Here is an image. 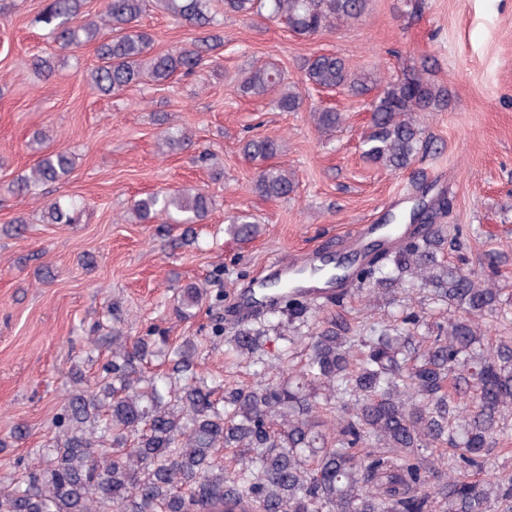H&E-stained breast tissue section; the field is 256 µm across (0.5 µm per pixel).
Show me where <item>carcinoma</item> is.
I'll list each match as a JSON object with an SVG mask.
<instances>
[{
	"label": "carcinoma",
	"instance_id": "obj_1",
	"mask_svg": "<svg viewBox=\"0 0 512 512\" xmlns=\"http://www.w3.org/2000/svg\"><path fill=\"white\" fill-rule=\"evenodd\" d=\"M147 0H106L97 19L81 13V0H51L37 22L60 47L97 43L100 64L83 74L108 95L141 82L163 83L189 74L221 44L208 35L162 54L138 28ZM182 24L214 25L210 0H157ZM368 0H224V14L244 20L264 16L298 37H310L360 17ZM306 78L320 89L363 94L379 87L370 104L363 155L392 171L408 168L421 150L419 112L444 106L445 93L423 74L384 81L356 76L345 60L316 55ZM242 94L272 97L280 112H296L301 92L270 64L253 65L239 81ZM316 128L332 132L343 116L312 112ZM252 159L276 157L274 139L248 140ZM74 169L69 152L47 153L17 181V191L36 194L61 183ZM254 189L278 199L294 190L288 168L259 170ZM212 197L203 190L156 192L134 201L139 224L165 217L179 224L203 222ZM85 204L63 195L46 207L51 224H74ZM226 231L247 241L259 225L241 212ZM445 227L411 237L362 265L355 277L372 299L409 298L417 290L455 308L447 326L419 333V315L403 306L398 322L348 335L335 322L303 336L306 357L275 383L224 387L198 363L190 338L166 341L112 334L110 357L87 389L70 397L56 418L52 447L0 489V512H489L492 502L512 512V477L474 480L490 449L504 442L503 420L512 412V338L485 336L482 319L497 309L501 289L444 259ZM204 289H179L177 311L188 316L203 304ZM273 309L289 320L308 311L295 291L272 296ZM295 343L294 331L266 317L236 331L235 352L266 375V333ZM154 357L168 363L146 374ZM474 394V405L458 398Z\"/></svg>",
	"mask_w": 512,
	"mask_h": 512
}]
</instances>
